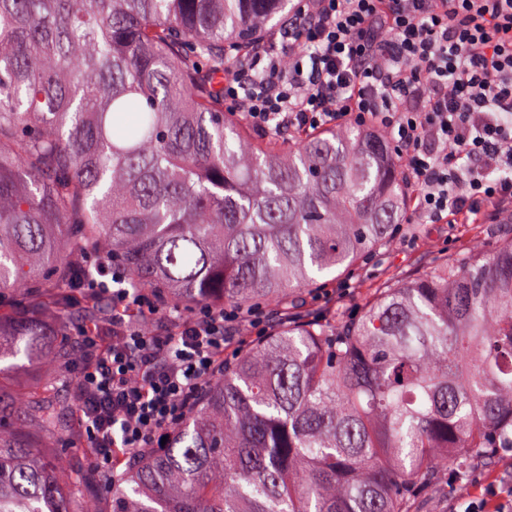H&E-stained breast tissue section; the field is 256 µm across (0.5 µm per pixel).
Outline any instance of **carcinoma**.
<instances>
[{"instance_id": "obj_1", "label": "carcinoma", "mask_w": 512, "mask_h": 512, "mask_svg": "<svg viewBox=\"0 0 512 512\" xmlns=\"http://www.w3.org/2000/svg\"><path fill=\"white\" fill-rule=\"evenodd\" d=\"M288 4L0 0V361L75 357L64 330L46 361L34 337L96 255L163 310L278 316L107 501L89 485L109 479L62 474L0 426V512H413L442 470L463 493L512 448V239L384 282L357 317H293L397 240L407 196L379 132L284 143L225 118V64ZM109 314L89 300L83 321ZM52 385L0 398L51 428Z\"/></svg>"}]
</instances>
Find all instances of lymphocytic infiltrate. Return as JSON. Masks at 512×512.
<instances>
[{
  "mask_svg": "<svg viewBox=\"0 0 512 512\" xmlns=\"http://www.w3.org/2000/svg\"><path fill=\"white\" fill-rule=\"evenodd\" d=\"M224 106L257 135L355 126L382 132L409 215L492 219L512 210V0H296L246 64L224 69ZM108 326L74 337L73 397L97 473L120 478L191 411L258 312L160 313L98 257Z\"/></svg>",
  "mask_w": 512,
  "mask_h": 512,
  "instance_id": "obj_1",
  "label": "lymphocytic infiltrate"
}]
</instances>
